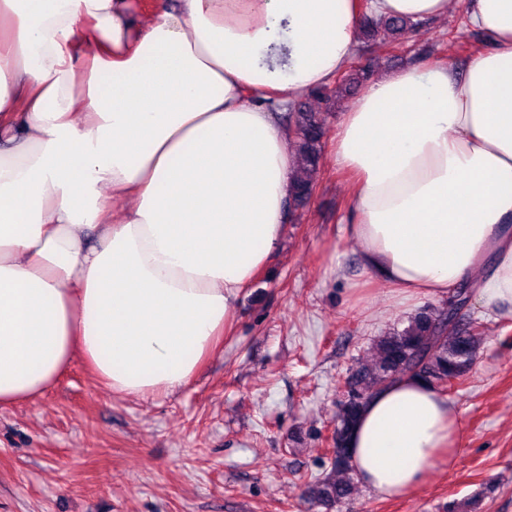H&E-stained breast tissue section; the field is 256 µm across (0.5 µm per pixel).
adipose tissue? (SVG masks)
Returning a JSON list of instances; mask_svg holds the SVG:
<instances>
[{"mask_svg": "<svg viewBox=\"0 0 512 512\" xmlns=\"http://www.w3.org/2000/svg\"><path fill=\"white\" fill-rule=\"evenodd\" d=\"M463 12L465 72L407 66L342 113L348 235L400 303L471 282L512 316V0H371L411 20ZM357 0H0V408L80 359L116 394L186 386L284 234L297 170L276 108L328 84ZM457 443L438 389L366 404L351 466L417 488Z\"/></svg>", "mask_w": 512, "mask_h": 512, "instance_id": "ef3b65f1", "label": "adipose tissue"}]
</instances>
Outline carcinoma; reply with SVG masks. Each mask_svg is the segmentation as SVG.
<instances>
[{
	"label": "carcinoma",
	"mask_w": 512,
	"mask_h": 512,
	"mask_svg": "<svg viewBox=\"0 0 512 512\" xmlns=\"http://www.w3.org/2000/svg\"><path fill=\"white\" fill-rule=\"evenodd\" d=\"M414 26L415 23L402 17H368L362 28L367 38L380 34L394 49ZM359 79V74H349L332 86L311 90L309 97L329 107L339 94L354 91ZM283 120L292 131L291 147L301 160L290 202V207L298 210L307 206L317 187L326 128L320 114L307 111L302 100L289 105ZM471 290L470 284L459 286L447 305L427 306L407 327L374 341L370 360L359 363L347 380V399L336 414L330 472L308 486L309 497L315 503L332 508L353 494L355 477L349 465L347 439L365 403L376 391L401 376H415L438 389H446L467 375L482 343L479 326L473 322L463 324L459 318V312L470 300Z\"/></svg>",
	"instance_id": "cac0c4a2"
}]
</instances>
